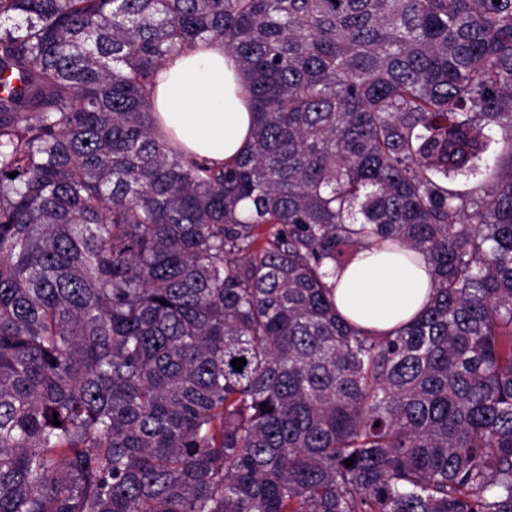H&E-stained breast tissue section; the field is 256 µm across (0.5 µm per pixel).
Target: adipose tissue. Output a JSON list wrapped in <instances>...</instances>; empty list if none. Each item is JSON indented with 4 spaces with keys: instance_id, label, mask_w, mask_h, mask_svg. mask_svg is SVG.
<instances>
[{
    "instance_id": "obj_1",
    "label": "adipose tissue",
    "mask_w": 512,
    "mask_h": 512,
    "mask_svg": "<svg viewBox=\"0 0 512 512\" xmlns=\"http://www.w3.org/2000/svg\"><path fill=\"white\" fill-rule=\"evenodd\" d=\"M236 58L216 40L167 62L153 102L163 131L188 155L216 165L234 161L250 140L253 113ZM337 311L361 328L385 334L410 322L433 294L421 254L370 246L331 274Z\"/></svg>"
}]
</instances>
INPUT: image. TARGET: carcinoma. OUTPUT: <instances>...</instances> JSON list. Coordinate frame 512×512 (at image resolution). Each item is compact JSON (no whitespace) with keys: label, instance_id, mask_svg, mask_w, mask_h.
<instances>
[{"label":"carcinoma","instance_id":"1","mask_svg":"<svg viewBox=\"0 0 512 512\" xmlns=\"http://www.w3.org/2000/svg\"><path fill=\"white\" fill-rule=\"evenodd\" d=\"M214 39L219 168L152 107ZM392 244L381 336L328 278ZM0 512H512V0H0ZM244 82L220 40L167 62L153 93L163 131L190 156L219 166L234 161L250 141L253 124ZM394 248H363L344 269L331 270L328 278L329 283L336 282L337 311L352 324L379 334L410 322L433 294L427 260L410 249Z\"/></svg>","mask_w":512,"mask_h":512}]
</instances>
